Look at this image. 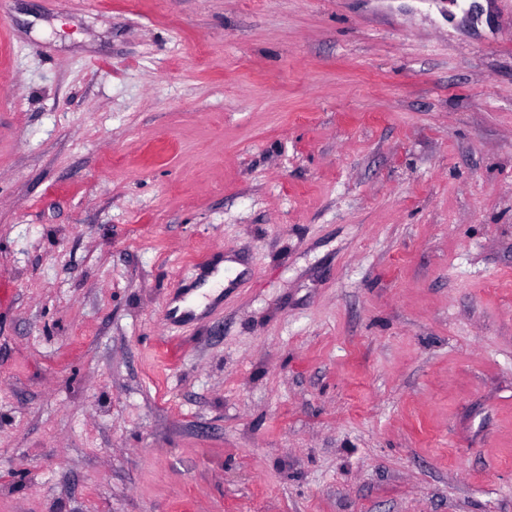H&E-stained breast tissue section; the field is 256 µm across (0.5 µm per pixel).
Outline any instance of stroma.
<instances>
[{
    "mask_svg": "<svg viewBox=\"0 0 512 512\" xmlns=\"http://www.w3.org/2000/svg\"><path fill=\"white\" fill-rule=\"evenodd\" d=\"M0 512H512V0H0Z\"/></svg>",
    "mask_w": 512,
    "mask_h": 512,
    "instance_id": "35a3bbf8",
    "label": "stroma"
}]
</instances>
